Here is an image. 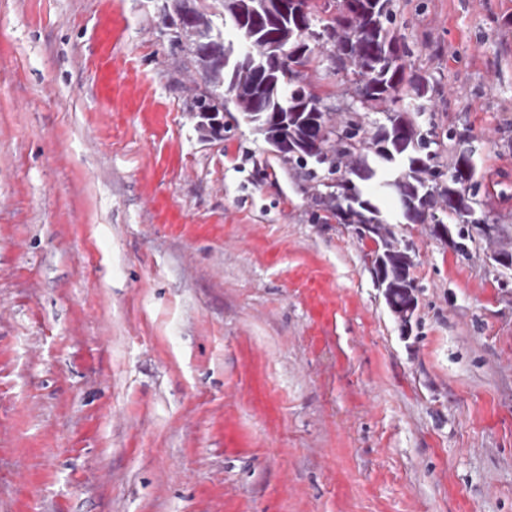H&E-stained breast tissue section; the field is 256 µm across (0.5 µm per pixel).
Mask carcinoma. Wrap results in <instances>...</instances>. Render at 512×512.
I'll list each match as a JSON object with an SVG mask.
<instances>
[{"instance_id":"1","label":"carcinoma","mask_w":512,"mask_h":512,"mask_svg":"<svg viewBox=\"0 0 512 512\" xmlns=\"http://www.w3.org/2000/svg\"><path fill=\"white\" fill-rule=\"evenodd\" d=\"M306 11L291 10L269 16L266 0H165L164 10L175 28V41L182 45L184 65L203 83L191 99L190 111L199 118L197 129L205 141L224 139V118L233 105L241 119L254 132L266 136L281 126L288 141L301 145L294 152L286 145L270 144L272 152L294 165L306 180L324 187L320 199L342 224L356 216L374 226L378 244L375 254L384 259L383 296L394 312L408 323L418 307L417 285L411 276L412 254L404 249L390 225L381 217L375 198L358 186L376 178L378 157L385 150L407 159L404 178L392 184L389 193L406 205L404 218L410 224H442L448 219L460 225L455 249L468 253L467 242L490 240L495 225L471 233L479 184L470 150L457 151L448 173L439 170V147L434 129H421L418 117L425 111L429 81L406 72L407 46L391 29L393 0L377 11H331L330 0H303ZM235 15L246 26L235 30L236 43L224 45L216 18ZM249 40L262 58L267 83L260 86L246 64L232 66L226 54L234 45ZM334 48L335 66L324 64L310 43ZM345 74L354 85V99L366 111L380 107L386 123L369 132L357 121H336L321 106V99L299 88L307 71L320 70ZM412 103L389 109L403 95Z\"/></svg>"}]
</instances>
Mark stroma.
Here are the masks:
<instances>
[{
	"label": "stroma",
	"instance_id": "1",
	"mask_svg": "<svg viewBox=\"0 0 512 512\" xmlns=\"http://www.w3.org/2000/svg\"><path fill=\"white\" fill-rule=\"evenodd\" d=\"M162 3L0 0V512H512V0H394L498 228L464 257L381 198L406 328L262 136L201 140Z\"/></svg>",
	"mask_w": 512,
	"mask_h": 512
}]
</instances>
